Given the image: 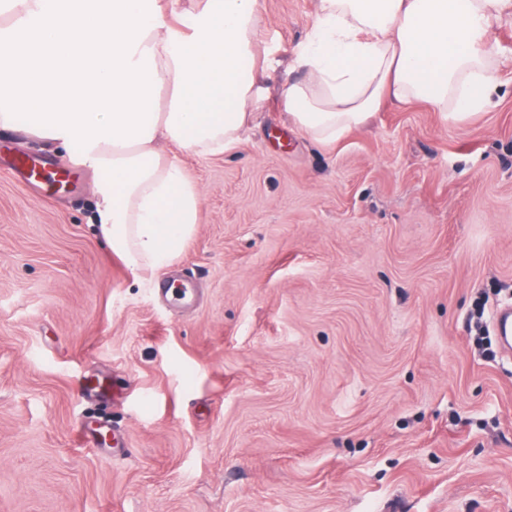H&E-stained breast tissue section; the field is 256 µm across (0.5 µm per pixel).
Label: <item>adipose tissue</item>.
Instances as JSON below:
<instances>
[{"label": "adipose tissue", "instance_id": "ef3b65f1", "mask_svg": "<svg viewBox=\"0 0 512 512\" xmlns=\"http://www.w3.org/2000/svg\"><path fill=\"white\" fill-rule=\"evenodd\" d=\"M260 0H0V128L95 173L92 223L151 286L195 236L203 192L159 141L200 156L247 130L270 59ZM512 0H318L280 90L286 119L330 143L385 101L456 119L488 106L494 20Z\"/></svg>", "mask_w": 512, "mask_h": 512}]
</instances>
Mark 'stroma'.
I'll return each mask as SVG.
<instances>
[{"instance_id":"35a3bbf8","label":"stroma","mask_w":512,"mask_h":512,"mask_svg":"<svg viewBox=\"0 0 512 512\" xmlns=\"http://www.w3.org/2000/svg\"><path fill=\"white\" fill-rule=\"evenodd\" d=\"M261 4L264 98L179 153L200 226L152 287L90 228L92 173L0 129V512H512V15L486 110L388 103L323 145L279 96L316 0ZM495 334L502 353L510 355L512 351V309L505 306L496 311L494 317Z\"/></svg>"}]
</instances>
